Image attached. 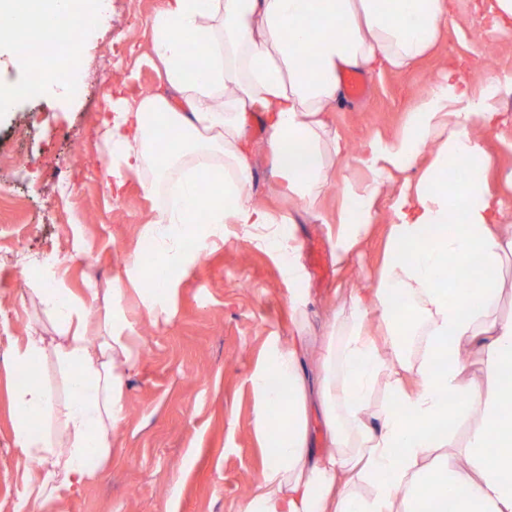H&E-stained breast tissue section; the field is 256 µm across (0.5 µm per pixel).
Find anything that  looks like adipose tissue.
Masks as SVG:
<instances>
[{"label":"adipose tissue","instance_id":"adipose-tissue-1","mask_svg":"<svg viewBox=\"0 0 512 512\" xmlns=\"http://www.w3.org/2000/svg\"><path fill=\"white\" fill-rule=\"evenodd\" d=\"M75 0H0V44L45 85L56 66L34 69L26 34L72 13ZM447 0H165L151 22L150 50L163 67V93L117 98L102 137L108 174L152 170L171 180L167 205L147 230L152 266L132 261L125 283L83 294L34 289L61 327L57 340L27 336L16 367L54 358L69 396L54 401L38 382L11 392L20 462H34L17 512H52L106 467L127 417L126 381L140 363L139 339L125 319L128 291L155 321H168L157 283L173 264L199 260L180 239L204 213L214 236L228 226L267 248L290 283L291 340L271 339L249 378L253 425L267 450L260 481L242 512H512V317L499 314L502 269L512 262V226L487 188L482 131L496 127L497 98L512 76L473 94L448 72L390 138L358 149L342 142L325 115L344 95L346 69L414 65L441 37ZM204 45L190 68L185 35ZM313 44L303 56L304 44ZM260 114L263 150L283 194L312 210L329 182L343 197L332 252L347 265L373 224L385 176L411 169L423 150L434 159L395 200L375 288L349 289L322 336L307 319L301 245L292 214L258 202L250 187ZM355 157L364 181L339 169ZM221 198L206 203L200 185ZM461 218L449 228L451 213ZM100 335H90L91 305ZM476 350L481 377L466 376ZM319 405L326 446L314 450L310 410ZM467 425L457 439V421ZM467 463L460 472L449 454Z\"/></svg>","mask_w":512,"mask_h":512}]
</instances>
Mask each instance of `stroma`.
<instances>
[{
  "label": "stroma",
  "instance_id": "35a3bbf8",
  "mask_svg": "<svg viewBox=\"0 0 512 512\" xmlns=\"http://www.w3.org/2000/svg\"><path fill=\"white\" fill-rule=\"evenodd\" d=\"M446 33L413 68L371 73L363 98H344L327 115L332 130L350 146L394 135L418 100L448 69H455L473 93L493 79L512 75V29L491 34L496 46L486 56L495 0H450ZM163 0H111L90 30L79 31L77 59L62 56L68 88L38 86L36 94L0 111V151L34 156L47 174L29 177L0 171V184L14 194L0 211V512H14L24 474L14 449L10 386L16 379L15 344L30 330L59 335L53 314L33 302L30 289L57 286L81 294L108 288L139 254L146 227L165 203L163 189H148L150 173L128 176L113 195L101 170L110 150L101 142L110 117L108 98L133 100L164 87L162 67L152 58L150 22ZM112 71L102 74L104 60ZM80 86L75 97L70 87ZM28 126L25 140L15 133ZM490 160L488 186L512 212V122L484 136ZM253 193L274 209L288 207L275 189L270 157L256 150ZM60 169L70 188L49 178ZM401 177L381 188L366 246L338 269L331 260L339 191L328 186L316 211L293 210L304 264L302 287L307 315L321 330L339 289L376 284L392 206ZM61 254L55 279L30 271L41 253ZM169 322L151 324L137 296L126 315L134 328L151 324L140 344L145 354L126 388L137 413L121 425L112 460L100 477L67 498L56 512H239L244 487L262 471L264 452L253 428L254 397L249 377L272 337L288 339V285L268 250L228 236L193 264L182 266L169 285Z\"/></svg>",
  "mask_w": 512,
  "mask_h": 512
}]
</instances>
